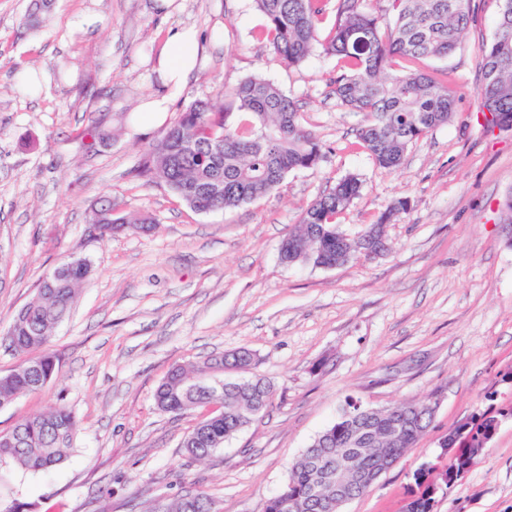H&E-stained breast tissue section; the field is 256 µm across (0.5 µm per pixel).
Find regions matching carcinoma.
<instances>
[{"instance_id": "1", "label": "carcinoma", "mask_w": 512, "mask_h": 512, "mask_svg": "<svg viewBox=\"0 0 512 512\" xmlns=\"http://www.w3.org/2000/svg\"><path fill=\"white\" fill-rule=\"evenodd\" d=\"M329 0H254L264 23L257 39L268 44L283 63L298 66L315 50L336 57L331 93L362 114L358 130L362 146L385 169L401 166L410 144L447 124L455 112V92L432 76L417 71L391 72L399 59L442 58L458 46L471 21L470 0H387L393 19L369 7L367 0H336L333 26L323 40ZM53 0H31L26 26L34 31L51 10ZM481 109L512 123V11L500 13L496 31L483 47L482 82L477 88ZM237 109L242 123L230 121ZM326 144L301 122L296 101L260 76H249L235 87L187 106L167 127L144 161L142 174L166 186L191 209L206 213L230 210L265 197L291 171L316 166ZM361 179L348 175L302 212L296 231L280 247L282 262L342 265L367 255L363 236L350 238L336 227V217L359 195ZM401 198L377 219V240L386 239L385 225L393 211L404 210ZM112 200L93 211L89 223L100 236L119 231H148L150 219L118 216L107 223ZM63 277L49 273L35 297L16 314L6 334L16 352L48 344L56 326L69 314L79 286L89 278V260L77 255ZM253 354L241 349L215 356L198 366H175L155 391L159 409L182 413L213 403L220 410L199 422L182 443L186 453L204 460L224 446L270 403L273 388L261 379L249 386L224 385V369L245 370ZM56 372L54 357L43 354L0 376V407L22 393L41 389ZM434 401L400 403L384 409L348 403L340 419L316 437L290 469L279 493L262 512H329L328 503L311 495L313 487L336 497L348 491L361 475L376 470L386 458H399L414 447L433 418ZM512 408L477 414L461 426L465 435L448 438L451 448L442 472L419 469L413 474L411 499L416 512H432L431 484L449 478L454 468L478 455L496 433L499 418ZM78 424L72 411L57 405L18 422L0 437V512H27L28 503L14 496L3 471H46L67 456ZM353 456L357 469L343 468ZM208 497L197 493L158 502L151 512H209Z\"/></svg>"}]
</instances>
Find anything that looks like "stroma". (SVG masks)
I'll list each match as a JSON object with an SVG mask.
<instances>
[{
    "mask_svg": "<svg viewBox=\"0 0 512 512\" xmlns=\"http://www.w3.org/2000/svg\"><path fill=\"white\" fill-rule=\"evenodd\" d=\"M29 0H0V338L39 282L71 253L94 271L48 348L58 370L0 407V432L63 404L79 430L58 468L13 479L35 512H147L202 493L218 512H261L292 465L341 417L434 397L428 430L344 512H402L413 474L477 413L512 406V247L499 233L512 191V130H487L476 90L502 0H471L458 48L420 69L456 93L448 124L409 145L395 170L357 137L361 115L330 95L336 60L296 67L256 38L253 0H55L36 31ZM199 35L196 72L153 127L139 106L162 93L157 60L171 31ZM261 76L294 98L328 146L316 167L271 194L198 213L138 169L192 101ZM355 174L361 195L340 214L357 236L395 200L389 253L335 268L286 264L283 239L303 209ZM154 228L99 237L102 197ZM249 350L245 377L269 382L268 408L210 458L182 441L208 407L161 411L155 390L175 365ZM433 512H512V418Z\"/></svg>",
    "mask_w": 512,
    "mask_h": 512,
    "instance_id": "1",
    "label": "stroma"
}]
</instances>
